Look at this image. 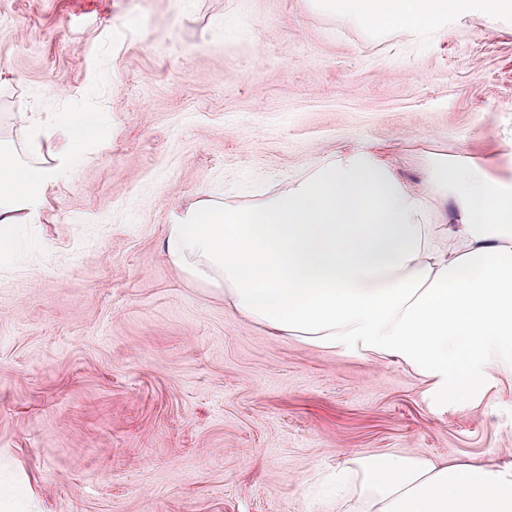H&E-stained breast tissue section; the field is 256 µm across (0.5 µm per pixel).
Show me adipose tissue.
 Instances as JSON below:
<instances>
[{
	"mask_svg": "<svg viewBox=\"0 0 512 512\" xmlns=\"http://www.w3.org/2000/svg\"><path fill=\"white\" fill-rule=\"evenodd\" d=\"M317 3L375 33H422L470 0ZM106 137L99 113L74 112L31 134L35 151L56 142L54 166L0 150V257L37 223L47 189L72 175L73 155ZM429 183L454 199L457 223H428L423 196L373 153L351 152L259 208L189 206L165 251L273 335L398 358L469 402L489 372L512 377V186L445 162ZM337 481L335 512H512V467L354 458Z\"/></svg>",
	"mask_w": 512,
	"mask_h": 512,
	"instance_id": "ef3b65f1",
	"label": "adipose tissue"
}]
</instances>
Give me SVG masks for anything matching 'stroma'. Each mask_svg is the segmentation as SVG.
Here are the masks:
<instances>
[{"label": "stroma", "mask_w": 512, "mask_h": 512, "mask_svg": "<svg viewBox=\"0 0 512 512\" xmlns=\"http://www.w3.org/2000/svg\"><path fill=\"white\" fill-rule=\"evenodd\" d=\"M101 113L0 259V512H330L354 456L512 464V382L435 400L395 358L273 336L168 260L187 205L255 208L375 152L428 221L438 160L512 183V11L420 37L311 0H0V146Z\"/></svg>", "instance_id": "obj_1"}]
</instances>
